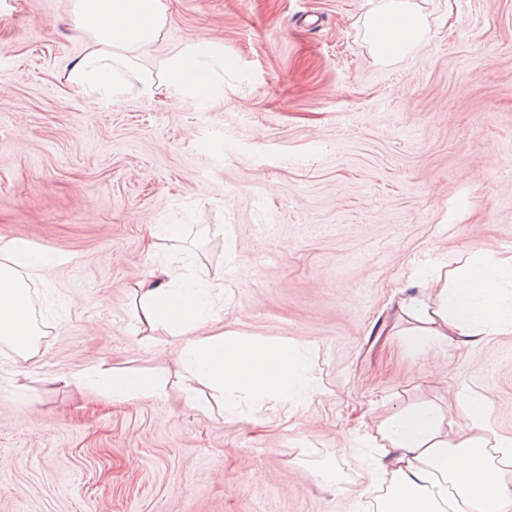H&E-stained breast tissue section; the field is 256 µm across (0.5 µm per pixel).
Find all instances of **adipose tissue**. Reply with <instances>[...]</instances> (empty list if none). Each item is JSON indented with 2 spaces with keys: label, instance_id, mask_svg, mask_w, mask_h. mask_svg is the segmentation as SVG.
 I'll use <instances>...</instances> for the list:
<instances>
[{
  "label": "adipose tissue",
  "instance_id": "ef3b65f1",
  "mask_svg": "<svg viewBox=\"0 0 512 512\" xmlns=\"http://www.w3.org/2000/svg\"><path fill=\"white\" fill-rule=\"evenodd\" d=\"M167 20L166 0H74L72 22L86 50L72 61L69 83L106 99L129 73L150 98L163 88L208 94L210 63L224 56L219 43H190L174 51L159 71L147 61L146 51L160 40ZM365 27L373 53L384 62L416 51L428 34L411 0H377ZM59 262L55 253L23 239L0 247V340L21 358L31 356L38 334L25 280ZM415 285L416 293L398 305L406 335L458 336L468 344L512 334V256L475 250L443 272L418 270ZM223 297V277L194 278L188 265L174 260L158 263L137 288L140 323L152 332L188 338L179 357L187 404L197 405L199 389L206 386L219 394L232 420L244 418L245 398L255 411L269 404L292 413L303 410L323 389L315 349L293 341H249L234 332L197 336ZM102 383L118 400L156 396L165 389L156 372L115 370ZM456 403L466 422L446 418L440 406L423 402L395 409L377 426L383 452L369 472L371 485L385 489L377 512H512V482L502 474L503 466L512 465V437L487 428V396L463 390Z\"/></svg>",
  "mask_w": 512,
  "mask_h": 512
}]
</instances>
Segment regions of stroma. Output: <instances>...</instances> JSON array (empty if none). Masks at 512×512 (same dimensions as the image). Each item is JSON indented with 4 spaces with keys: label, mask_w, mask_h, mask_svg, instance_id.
Instances as JSON below:
<instances>
[{
    "label": "stroma",
    "mask_w": 512,
    "mask_h": 512,
    "mask_svg": "<svg viewBox=\"0 0 512 512\" xmlns=\"http://www.w3.org/2000/svg\"><path fill=\"white\" fill-rule=\"evenodd\" d=\"M429 35L389 64L375 0H169L156 66L224 48L212 94L107 100L69 85L73 0H0V246L60 265L29 282L32 355L0 343V512H375L366 435L394 406L490 401L512 436V334L416 351L411 276L474 248L512 255V0H413ZM224 276V328L316 349L323 391L258 424L190 407L186 339L140 332L135 289L171 255ZM161 371L113 399L79 373ZM333 466L340 492L314 477Z\"/></svg>",
    "instance_id": "35a3bbf8"
}]
</instances>
